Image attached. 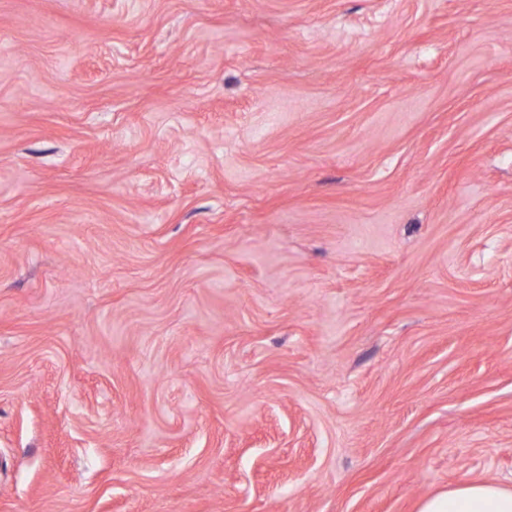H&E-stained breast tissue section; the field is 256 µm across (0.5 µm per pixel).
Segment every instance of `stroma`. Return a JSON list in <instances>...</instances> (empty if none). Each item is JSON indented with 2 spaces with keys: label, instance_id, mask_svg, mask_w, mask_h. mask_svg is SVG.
I'll use <instances>...</instances> for the list:
<instances>
[{
  "label": "stroma",
  "instance_id": "35a3bbf8",
  "mask_svg": "<svg viewBox=\"0 0 512 512\" xmlns=\"http://www.w3.org/2000/svg\"><path fill=\"white\" fill-rule=\"evenodd\" d=\"M512 488V0H0V512Z\"/></svg>",
  "mask_w": 512,
  "mask_h": 512
}]
</instances>
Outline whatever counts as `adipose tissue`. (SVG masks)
<instances>
[{
    "label": "adipose tissue",
    "mask_w": 512,
    "mask_h": 512,
    "mask_svg": "<svg viewBox=\"0 0 512 512\" xmlns=\"http://www.w3.org/2000/svg\"><path fill=\"white\" fill-rule=\"evenodd\" d=\"M418 512H512V489L488 480H465L425 499Z\"/></svg>",
    "instance_id": "obj_1"
}]
</instances>
